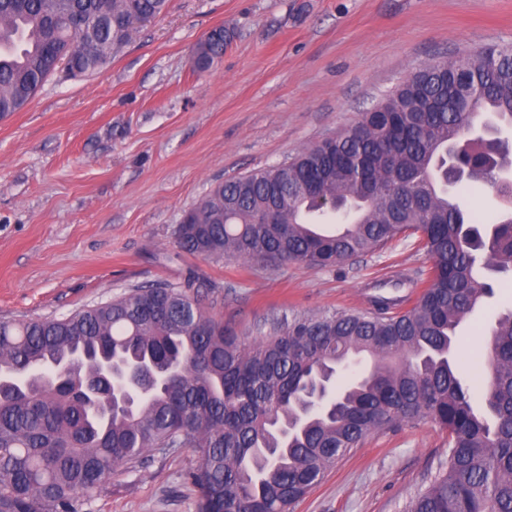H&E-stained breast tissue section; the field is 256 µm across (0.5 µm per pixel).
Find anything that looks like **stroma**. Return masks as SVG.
<instances>
[{"mask_svg": "<svg viewBox=\"0 0 512 512\" xmlns=\"http://www.w3.org/2000/svg\"><path fill=\"white\" fill-rule=\"evenodd\" d=\"M231 40L204 73L193 48ZM512 44V0H170L102 70L57 71L0 116V320L62 317L196 274L239 334L271 318L373 311L378 283L427 269L412 238L333 267L205 260L179 252L183 212L216 184L282 162L353 123L410 72L456 52ZM512 287L460 330L481 386L486 335ZM448 449L429 421L369 435L293 512H404ZM190 449L116 469L84 512H195Z\"/></svg>", "mask_w": 512, "mask_h": 512, "instance_id": "stroma-1", "label": "stroma"}]
</instances>
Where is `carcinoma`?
Masks as SVG:
<instances>
[{"instance_id":"obj_1","label":"carcinoma","mask_w":512,"mask_h":512,"mask_svg":"<svg viewBox=\"0 0 512 512\" xmlns=\"http://www.w3.org/2000/svg\"><path fill=\"white\" fill-rule=\"evenodd\" d=\"M167 0H0V116L22 110L68 60L105 67ZM224 29L196 44L208 70ZM512 45L411 72L353 124L282 163L233 177L187 210L175 247L265 267L333 266L416 237L431 265L415 300L375 312L272 319L252 338L205 305L207 280L136 286L61 318L0 321V512H82L102 481L144 454L188 448L196 512H291L373 432L429 420L448 453L405 512H512V309L487 338L481 393L459 376L457 329L512 275ZM491 183L494 218L450 196ZM346 219L333 232L318 225ZM176 371L128 405L82 398L103 357ZM73 366L64 386L30 381ZM320 382L327 405L290 428Z\"/></svg>"}]
</instances>
